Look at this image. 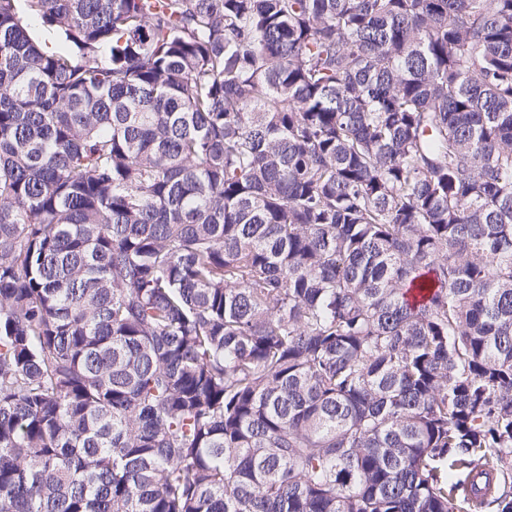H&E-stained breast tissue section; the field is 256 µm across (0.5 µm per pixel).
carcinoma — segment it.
Here are the masks:
<instances>
[{"instance_id": "1", "label": "carcinoma", "mask_w": 512, "mask_h": 512, "mask_svg": "<svg viewBox=\"0 0 512 512\" xmlns=\"http://www.w3.org/2000/svg\"><path fill=\"white\" fill-rule=\"evenodd\" d=\"M0 512H512V0H0Z\"/></svg>"}]
</instances>
